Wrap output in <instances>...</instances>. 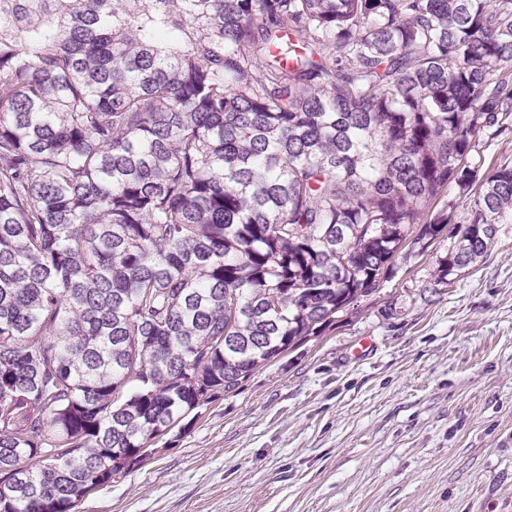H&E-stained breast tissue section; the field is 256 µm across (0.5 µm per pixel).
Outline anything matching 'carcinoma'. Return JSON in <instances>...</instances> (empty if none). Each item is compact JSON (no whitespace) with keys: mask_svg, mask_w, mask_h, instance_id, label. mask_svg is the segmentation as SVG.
Instances as JSON below:
<instances>
[{"mask_svg":"<svg viewBox=\"0 0 512 512\" xmlns=\"http://www.w3.org/2000/svg\"><path fill=\"white\" fill-rule=\"evenodd\" d=\"M512 0H0V512H76L512 220ZM481 157L484 170L499 164L500 161L512 160V137L495 140L489 146H484L481 149Z\"/></svg>","mask_w":512,"mask_h":512,"instance_id":"cac0c4a2","label":"carcinoma"}]
</instances>
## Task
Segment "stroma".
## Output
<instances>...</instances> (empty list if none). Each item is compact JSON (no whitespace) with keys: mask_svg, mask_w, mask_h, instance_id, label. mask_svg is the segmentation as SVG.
<instances>
[{"mask_svg":"<svg viewBox=\"0 0 512 512\" xmlns=\"http://www.w3.org/2000/svg\"><path fill=\"white\" fill-rule=\"evenodd\" d=\"M376 293L183 420L79 512H512V222Z\"/></svg>","mask_w":512,"mask_h":512,"instance_id":"obj_1","label":"stroma"}]
</instances>
